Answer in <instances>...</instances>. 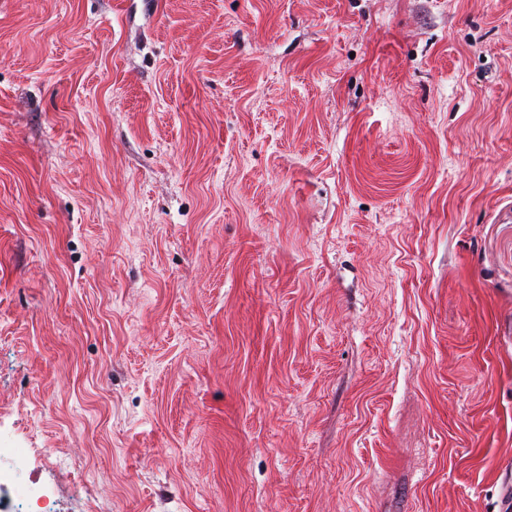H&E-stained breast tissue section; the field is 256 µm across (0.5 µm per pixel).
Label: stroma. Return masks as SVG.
I'll use <instances>...</instances> for the list:
<instances>
[{
  "mask_svg": "<svg viewBox=\"0 0 512 512\" xmlns=\"http://www.w3.org/2000/svg\"><path fill=\"white\" fill-rule=\"evenodd\" d=\"M0 445L64 512H512V0H0Z\"/></svg>",
  "mask_w": 512,
  "mask_h": 512,
  "instance_id": "1",
  "label": "stroma"
}]
</instances>
